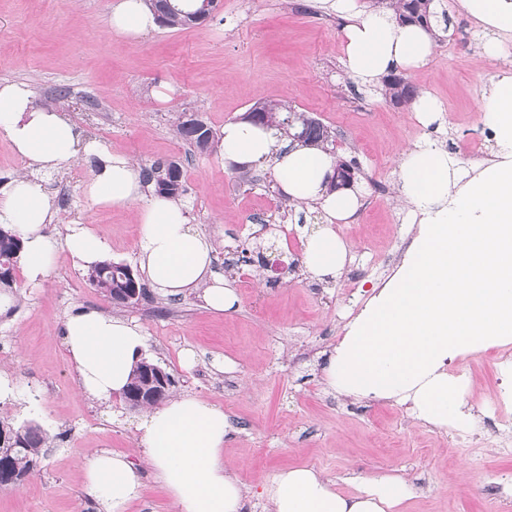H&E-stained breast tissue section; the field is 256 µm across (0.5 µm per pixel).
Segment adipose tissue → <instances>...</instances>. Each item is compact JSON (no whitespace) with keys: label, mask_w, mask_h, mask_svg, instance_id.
Returning a JSON list of instances; mask_svg holds the SVG:
<instances>
[{"label":"adipose tissue","mask_w":512,"mask_h":512,"mask_svg":"<svg viewBox=\"0 0 512 512\" xmlns=\"http://www.w3.org/2000/svg\"><path fill=\"white\" fill-rule=\"evenodd\" d=\"M460 4L479 20L485 54L498 56L502 35L512 33V0ZM109 21L112 32L129 41L157 27L145 0H112ZM343 37L345 69L365 85L396 68L423 67L432 54L425 29L397 24L382 12L346 24ZM482 110L497 130L500 157L467 181H460L447 152L433 141L403 152L400 192L421 215L419 235L391 283L374 290L350 322L325 369L335 391L367 400H411L417 417L439 428L473 425L463 402L468 382L449 373V360L512 341V83L485 97ZM0 134L36 167L0 190V224L23 242L27 282L47 276L55 256L45 232L55 208L42 174L92 157L96 163L84 192L99 206L137 207L140 267L150 284L170 295L200 287L211 310H233L235 291L212 273L211 238L189 224L179 200L145 195L128 157L83 138L63 113L34 107L27 89L6 81L0 82ZM219 150L227 164H271L284 196L318 205L324 223L304 232L302 263L314 278L339 276L349 251L335 224L353 216L361 202L358 191L330 190L329 154L244 121L224 125ZM64 245L86 266L107 259L110 250L80 222L70 225ZM145 344L138 325L96 310L70 315L63 328L80 392L101 401L122 392ZM227 429L222 408L190 394L141 416L138 447L176 512H241L243 487L224 464ZM80 465L86 491L102 512H123L139 496V469L128 456L93 451L82 455ZM356 482L357 492L345 494L320 472L296 467L264 482L258 496L272 512H399L412 493L399 477L360 476Z\"/></svg>","instance_id":"obj_1"}]
</instances>
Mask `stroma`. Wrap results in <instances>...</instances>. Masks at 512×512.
<instances>
[{
    "mask_svg": "<svg viewBox=\"0 0 512 512\" xmlns=\"http://www.w3.org/2000/svg\"><path fill=\"white\" fill-rule=\"evenodd\" d=\"M109 0H0V79L26 85L35 107L67 113L83 136L137 166L177 159L191 224L212 236V271L239 298L235 311L209 309L202 290L165 295L146 286L135 304L117 306L92 288L85 269L59 249L39 284L17 278L0 312V371L18 398L0 403V418L33 421L50 436L45 455L20 482L0 487V512H100L87 496L78 459L95 450L135 454L139 417L122 398L80 395L62 345L65 320L96 309L140 326L145 358L174 380L172 394L193 393L223 408L230 428L224 461L246 489L243 512H266L255 495L275 473L298 466L322 471L341 492L354 475H400L413 494L404 512H488L489 473L512 483V455L483 430L471 434L416 420L408 401L354 400L327 387L324 367L348 323L373 288L392 276L384 255L402 260L420 218L400 198L402 149L435 140L461 172L487 157L481 108L492 82L512 73V38L487 56L480 25L459 0H444L448 22L429 63L408 72L442 112L423 126L386 100L381 86L356 83L343 65L344 16L321 0H221L212 19L187 29L158 27L132 43L110 32ZM168 94L156 98V91ZM285 102L319 118L335 134V156L354 167L361 206L337 232L350 262L336 280L319 281L300 267L297 229L317 222L318 208L285 210L266 166H224L218 152L194 151L174 130L176 113L194 112L213 130L239 120L260 102ZM90 167L68 162L43 174L56 200L47 232L63 241L76 221L105 237L111 258L139 268L135 209L94 205L84 194ZM283 257L273 272L241 262L242 251ZM195 354L185 366V350ZM496 362L478 350L454 359L449 373L471 384L464 401L481 411L496 394ZM142 492L124 512H174L149 466Z\"/></svg>",
    "mask_w": 512,
    "mask_h": 512,
    "instance_id": "1",
    "label": "stroma"
}]
</instances>
